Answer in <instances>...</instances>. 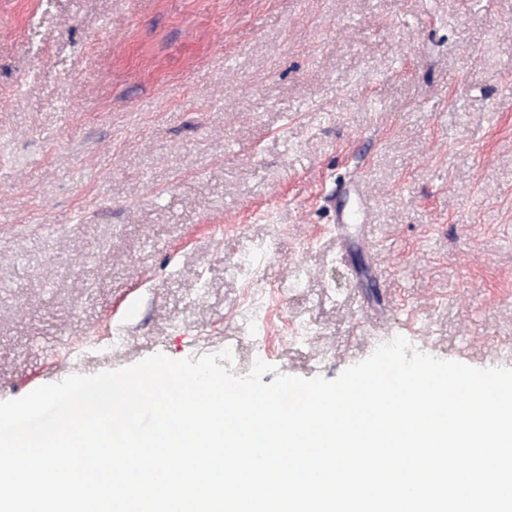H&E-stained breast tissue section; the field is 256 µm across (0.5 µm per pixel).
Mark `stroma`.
Wrapping results in <instances>:
<instances>
[{"instance_id": "35a3bbf8", "label": "stroma", "mask_w": 512, "mask_h": 512, "mask_svg": "<svg viewBox=\"0 0 512 512\" xmlns=\"http://www.w3.org/2000/svg\"><path fill=\"white\" fill-rule=\"evenodd\" d=\"M377 336L512 348V0H0V400Z\"/></svg>"}]
</instances>
